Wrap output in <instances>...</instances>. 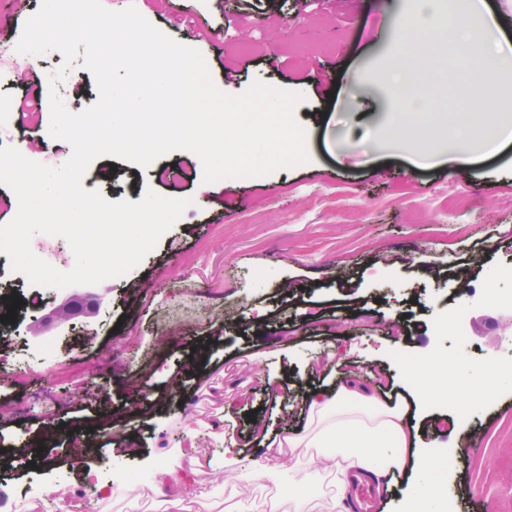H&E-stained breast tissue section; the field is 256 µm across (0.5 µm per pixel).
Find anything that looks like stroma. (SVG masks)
Returning <instances> with one entry per match:
<instances>
[{
    "instance_id": "35a3bbf8",
    "label": "stroma",
    "mask_w": 512,
    "mask_h": 512,
    "mask_svg": "<svg viewBox=\"0 0 512 512\" xmlns=\"http://www.w3.org/2000/svg\"><path fill=\"white\" fill-rule=\"evenodd\" d=\"M112 10L135 4L155 27L204 57L215 85L238 95L254 82L303 94L294 115L307 131L308 163L257 177L203 180L199 157L178 150L152 167L114 156L92 162L84 189L111 202L140 201L146 190L189 199L182 218L129 274L98 284L99 310L77 313L52 336L66 354L25 364L23 378L10 376L21 363L19 342L38 346L30 325L38 313L19 314L0 343V450L57 428L97 422L127 426L141 454L171 464L189 482L170 495H188L194 512H265L270 498L302 488L331 504L332 475L309 483L316 449L286 448L276 479L238 470L226 481L224 448L233 438L236 454L258 457L253 420L270 433L284 429L283 407L302 421V389L332 386L334 373L313 369L321 349L373 371L382 389L411 396L412 383L399 375L403 362L445 352L474 369L495 364L512 350V307L490 296L512 268V140L474 149L455 159L450 149L428 158L424 143L410 147L384 142L390 95L369 85L347 88L356 71L381 72L399 56L391 30L368 37L373 15L398 22L406 0H103ZM420 89L432 126L449 118L444 95L466 101L465 80L448 83L446 45ZM27 77L7 91L24 140L36 142L30 160L62 165L70 145L48 133L50 111ZM28 111H20V102ZM176 168L169 181L157 170ZM433 256L432 265L414 257ZM41 294L46 307L67 299V289L30 284L0 253V290ZM467 296L465 334L439 332ZM181 376L170 395L172 376ZM293 383L282 393L279 383ZM170 404L127 416L130 388ZM462 416L457 399L432 397L413 407L421 434L439 432L455 448L474 439L475 454L456 452L437 472L448 486L454 512H512V381L470 401ZM57 462L48 473L14 464L0 471V512L37 483L54 504L83 493L84 471L113 470L123 481L141 479L137 500L117 493L85 512H173L157 496L152 478L120 446L89 452L74 440L52 447Z\"/></svg>"
}]
</instances>
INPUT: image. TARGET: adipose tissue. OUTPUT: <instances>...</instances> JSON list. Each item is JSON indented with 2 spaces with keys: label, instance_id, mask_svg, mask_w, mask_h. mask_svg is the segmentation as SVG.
<instances>
[{
  "label": "adipose tissue",
  "instance_id": "ef3b65f1",
  "mask_svg": "<svg viewBox=\"0 0 512 512\" xmlns=\"http://www.w3.org/2000/svg\"><path fill=\"white\" fill-rule=\"evenodd\" d=\"M407 15L411 28L401 35L400 49L406 52L409 41L421 35L442 34L448 41L449 63L464 61L469 66V135L467 141L460 143V151L468 152L470 143L475 141H496L502 133L498 104L512 100V84L498 82L486 73L483 53L467 36L469 21H476L485 33L496 25L483 0H469L463 13L449 12L446 0H410ZM425 68V62L406 53L397 73L386 75L398 112L385 130L388 137L406 140L417 131L433 144L443 141V127H416V118L422 111L417 91ZM410 371L422 399L485 395L505 379L490 366L456 372L449 367L447 358L436 355L411 365ZM303 408L306 421L302 427L284 431L276 441L263 433L259 441L269 453L286 446L318 449V465L309 479L315 483L323 474L332 475L336 512H351L350 485L358 475L366 476L386 493L400 482H407L400 512H443L448 503L447 489L435 476L442 463L441 442L438 436L415 433L407 400L383 398L381 393L368 389L360 374L348 367L339 371L336 390H310Z\"/></svg>",
  "mask_w": 512,
  "mask_h": 512
}]
</instances>
